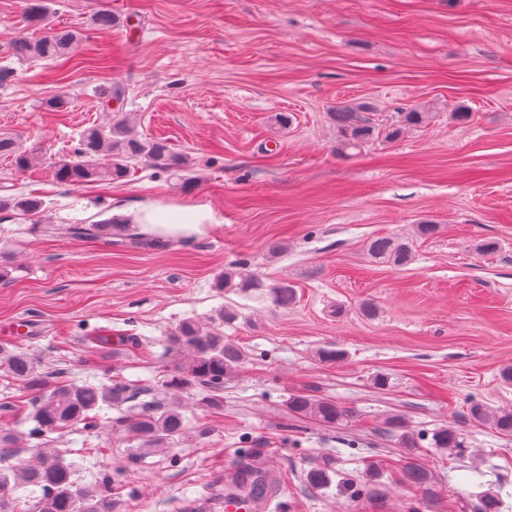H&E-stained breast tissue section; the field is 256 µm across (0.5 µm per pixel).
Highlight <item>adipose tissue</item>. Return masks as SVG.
Masks as SVG:
<instances>
[{
	"label": "adipose tissue",
	"instance_id": "obj_1",
	"mask_svg": "<svg viewBox=\"0 0 512 512\" xmlns=\"http://www.w3.org/2000/svg\"><path fill=\"white\" fill-rule=\"evenodd\" d=\"M135 232L170 242H192L206 237L212 226L209 206L149 197L124 207Z\"/></svg>",
	"mask_w": 512,
	"mask_h": 512
}]
</instances>
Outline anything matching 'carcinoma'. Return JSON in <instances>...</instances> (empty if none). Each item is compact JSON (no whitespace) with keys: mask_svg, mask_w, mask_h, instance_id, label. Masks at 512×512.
<instances>
[{"mask_svg":"<svg viewBox=\"0 0 512 512\" xmlns=\"http://www.w3.org/2000/svg\"><path fill=\"white\" fill-rule=\"evenodd\" d=\"M28 22L44 26L50 15L49 0H28ZM74 36L67 30H55L31 40L18 37L12 43L13 54L23 60H54L68 54ZM375 107L367 101H347L336 105L329 113L336 128V154L348 158L361 152L370 143L382 139L394 141L406 130L419 128L429 121L430 113L414 107L399 116V120L382 127L374 119ZM0 155L11 158L19 172L28 171L33 156L11 137H0ZM137 164H146L175 183L183 181V173L192 166V158L172 151L163 139L145 138L131 126L121 112L112 114L107 125L85 128L72 155L55 166L54 177L67 186L92 182H118L129 176ZM13 209L34 220L38 231L46 236L65 235L80 240L124 239L130 236L129 225L110 220L99 224H40L36 218L45 211V202L38 196L21 198L0 197V210ZM369 255L376 261L404 266L412 260L409 242L392 237H376L367 245ZM214 287L226 294L248 297L267 296L275 307L286 309L296 302V289L286 282L267 285L249 274L246 267L236 265L224 269L214 281ZM238 310L224 306L205 321L186 319L167 336L168 351L179 355V361L161 387L133 384L119 372L105 374V381L95 384H76L60 379V373L49 371L28 354L0 346V370L18 382L21 394L10 403L17 411L32 405L35 425L28 440L37 449L35 461L0 468V512H114L112 491L120 488L122 468L96 481L95 486L82 485L74 479L80 464L68 462L50 448L49 435L61 433L75 425L97 433L101 429L100 412L105 408L128 406V415L120 423L124 430L139 441L140 448L129 457L137 462L150 452H171L173 446L188 433L183 414L185 399L192 398L205 412L224 407V382L234 378L247 362L246 352L224 338L222 327L235 321ZM152 395V400L134 404L140 394ZM293 416L311 419L327 426L341 425L349 417L348 410L336 401L317 398L307 393H293L286 400ZM469 414L478 422H486L499 434L512 435V410H493L481 401L469 403ZM391 425L402 430L398 443L410 450L417 447L421 435L407 428L400 418ZM437 448L459 455L465 452L460 433L448 426L438 428L432 435ZM245 464L233 476L234 486H248L249 495L261 499L271 487L264 480V449L244 451ZM388 470L399 474L400 480L413 486L415 501L403 505L404 512H422L434 498L429 487L426 467L408 463L401 467L396 460L387 462ZM336 470L329 460H316L306 473L307 484L326 490L332 485ZM383 468L376 460L369 461L358 479L347 484L353 502L376 500L384 496Z\"/></svg>","mask_w":512,"mask_h":512,"instance_id":"1","label":"carcinoma"}]
</instances>
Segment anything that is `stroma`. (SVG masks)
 <instances>
[{
	"mask_svg": "<svg viewBox=\"0 0 512 512\" xmlns=\"http://www.w3.org/2000/svg\"><path fill=\"white\" fill-rule=\"evenodd\" d=\"M25 7L0 0V136L37 163L21 173L0 157V196L34 193L44 221L92 224L160 194L209 206L214 228L151 250L47 237L0 211V263L11 270L0 282V337L26 325L13 346L70 380L116 366L154 383L174 362L165 340L176 324L230 305L240 317L224 335L250 356L225 384L221 414L187 405L175 457L128 464L137 442L114 409L99 435L77 425L57 436L70 461L92 446L77 480L122 465L116 512H179L223 487L248 440L266 449L269 477L287 479L263 512H400L404 485L372 507L304 481L316 459L354 478L371 455L396 450L387 420L399 415L426 434L412 457L436 491L424 512H473L481 492L500 493L501 512H512V436L474 421L465 404L473 394L512 410V384L500 379L512 366V0H53L44 27L27 22ZM104 9L112 28L95 23ZM51 28L78 33L69 59L14 57L17 36ZM55 97L63 107H48ZM345 100L372 103L386 125L416 105L432 117L342 159L329 114ZM462 105L470 124L449 118ZM116 112L194 159L192 189L145 165L112 185L54 179L80 132ZM426 220L440 226L430 238L417 233ZM378 236L410 241V264L373 262L366 245ZM272 241L285 251L270 255ZM485 241L498 250L480 252ZM239 262L265 282L288 281L296 303L217 293L216 274ZM118 330L150 359L119 344ZM95 334L104 344H89ZM326 348L344 359L320 361ZM378 373L386 390L371 384ZM296 391L335 400L351 421L295 418L285 401ZM444 425L472 457L431 444Z\"/></svg>",
	"mask_w": 512,
	"mask_h": 512,
	"instance_id": "stroma-1",
	"label": "stroma"
}]
</instances>
